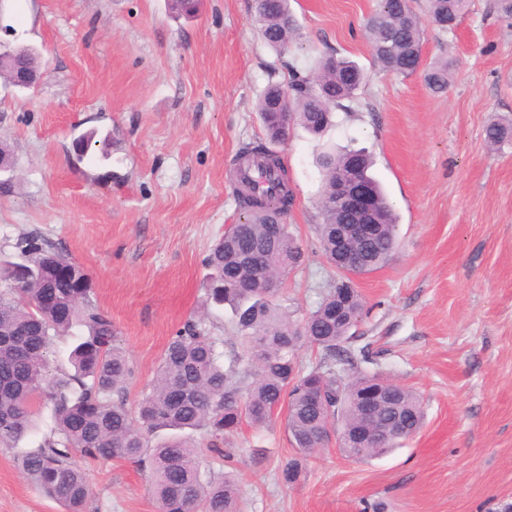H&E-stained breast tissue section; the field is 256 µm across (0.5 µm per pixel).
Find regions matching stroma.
Listing matches in <instances>:
<instances>
[{
	"instance_id": "stroma-1",
	"label": "stroma",
	"mask_w": 512,
	"mask_h": 512,
	"mask_svg": "<svg viewBox=\"0 0 512 512\" xmlns=\"http://www.w3.org/2000/svg\"><path fill=\"white\" fill-rule=\"evenodd\" d=\"M300 39L277 55L259 35L254 0H201L191 18L167 0H0V41L42 53L20 91L0 80V142L15 172L0 186V261L40 233L88 274L132 375L126 402L150 387L165 346L204 299V260L235 223L233 164L264 140L257 102L324 55L366 75L350 111L322 139L292 126L278 147L295 201L286 216L301 259L281 298L296 317L336 271L314 227L322 144L365 149L398 216V248L358 277V323L373 367L415 390L425 423L382 456L344 459L335 443L283 478L294 455L282 420L241 424L204 452L203 476L233 472L241 512H504L512 506V145L488 151L484 127L512 117V20L471 0L455 32L427 29L423 63L454 62L446 93L421 74L389 76L364 29L376 0H291ZM112 157L78 155L89 131ZM0 445V512H63L32 486L18 458L52 425ZM90 512H157L145 470L77 457Z\"/></svg>"
}]
</instances>
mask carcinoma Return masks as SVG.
I'll return each mask as SVG.
<instances>
[{
    "label": "carcinoma",
    "instance_id": "carcinoma-1",
    "mask_svg": "<svg viewBox=\"0 0 512 512\" xmlns=\"http://www.w3.org/2000/svg\"><path fill=\"white\" fill-rule=\"evenodd\" d=\"M470 0H425L419 13L414 0H378L365 23L375 60L396 76L413 74L412 58L421 55L426 29L450 33L448 21L460 19ZM255 22L265 42L280 54L290 51L299 32L289 0H262L255 5ZM426 87L444 93L450 83L448 63L423 71ZM363 82L360 68L333 55L302 73L291 70L288 90L269 85L258 103L267 140L284 137L275 120L274 104L283 101L290 125L299 124L314 136L333 125V112H345ZM488 147L512 143V119L496 118L485 127ZM354 149L323 151L318 158L321 195L352 177ZM242 160L268 176L269 186L243 177L236 188L241 221L224 230L205 259L208 269L205 299L199 314L189 317L172 336L159 360L149 390L133 410L126 406L125 386L131 369L116 343L112 318L93 298L88 285L60 279L53 273L67 263L66 254L35 234L20 237L14 249L32 276L12 277L10 264L0 265V444L21 440L36 425L44 397L53 404V429L43 443L18 458V467L36 488L60 503L65 512H86L91 490L73 457L127 459L149 470L152 496L160 512H237L239 489L230 475L203 478L202 448L222 456L218 442L244 421L265 427L284 418L295 456L285 478L295 480L316 451L317 440L330 433H351L361 426L367 402L364 393L388 378L368 372V347L357 346V326L364 309L362 294L351 290L344 317L336 318V290L350 287L352 277L381 268L396 247L397 216L380 185L370 176L372 160L364 155L361 174L373 206L352 215L343 207H320L318 241L336 264V227L376 224L375 237L353 244L350 264L337 269L321 301L301 320L292 319L278 296L282 277L300 251L288 225L277 223L294 199L280 158L260 143L247 145ZM268 257L267 266L252 265L255 254ZM52 288L56 300H44ZM229 307L236 343L219 351L224 339L205 330L211 308ZM78 329L71 351V369L49 374L50 346ZM316 350L318 359L301 367L298 352ZM396 398L374 405L375 428L393 434L358 453L339 449L347 459L382 455L416 433L425 413L411 388L393 385Z\"/></svg>",
    "mask_w": 512,
    "mask_h": 512
}]
</instances>
